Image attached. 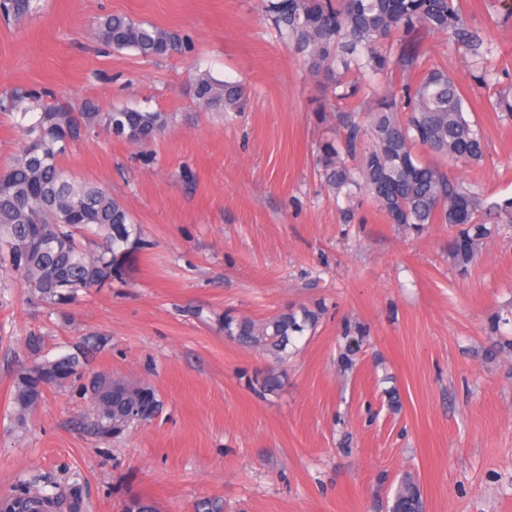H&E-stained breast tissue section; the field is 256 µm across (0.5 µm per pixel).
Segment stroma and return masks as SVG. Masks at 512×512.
I'll return each mask as SVG.
<instances>
[{
	"label": "stroma",
	"instance_id": "1",
	"mask_svg": "<svg viewBox=\"0 0 512 512\" xmlns=\"http://www.w3.org/2000/svg\"><path fill=\"white\" fill-rule=\"evenodd\" d=\"M495 48L486 66L512 87V0H458ZM262 0H37L23 22L0 20V91L45 88L79 111L87 100L166 112L147 149L98 129L64 166L109 188L148 246L124 280L52 309L18 279L0 288V495L21 480H78L88 512H387L404 479L423 512H512V237L492 234L467 273L448 259L447 225L415 233L362 200L344 223L317 167L340 132L336 101L264 20ZM124 14L186 36L191 53L149 62L94 36ZM427 67L473 88L476 70L444 34L424 37ZM244 84L241 113L204 109L199 72ZM470 98L483 163L450 176L512 197V121ZM307 308L314 330L287 363L224 333L225 316L264 321ZM82 337L100 339L99 371L155 388L156 416L115 433L79 386L48 390L26 433L11 428L22 368ZM355 354H348L349 346ZM279 386L264 390L268 372Z\"/></svg>",
	"mask_w": 512,
	"mask_h": 512
}]
</instances>
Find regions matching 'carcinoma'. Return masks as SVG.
Here are the masks:
<instances>
[{
    "instance_id": "carcinoma-1",
    "label": "carcinoma",
    "mask_w": 512,
    "mask_h": 512,
    "mask_svg": "<svg viewBox=\"0 0 512 512\" xmlns=\"http://www.w3.org/2000/svg\"><path fill=\"white\" fill-rule=\"evenodd\" d=\"M35 0H0V18L20 22ZM265 13L285 47L302 55L309 72L325 75L346 100L360 94L371 100L367 112L338 115L343 136L321 147L324 181L345 202L343 220L355 202L369 196L390 224L420 230L446 224L454 230L448 257L461 272L478 256L481 241L512 232V198L491 200L480 184L448 176L423 159L417 149L463 168L484 160L483 136L471 119L467 96L447 71L431 68L416 83L409 75L422 65L420 44L431 33H444L464 54L481 63L492 53L490 42L467 25L454 0H265ZM96 38L114 50H131L143 59H167L191 52L188 38L125 15L97 21ZM194 99L219 112H244L245 87L199 73ZM46 94L16 87L0 93V112L19 117L25 143L12 163L0 168V259L18 275L28 292L47 307L66 305L77 293L101 288L120 278L132 257L147 243L124 204L102 186L75 179L61 163L71 141L101 127L144 148L172 121L164 112L127 106L106 111L86 102L68 112L43 102ZM492 108L512 119V89L498 91ZM318 315L289 311L263 323L224 319L225 335L263 349L284 361L294 337L315 327ZM98 340L54 360L22 371L12 396L15 424L43 401L47 388L82 379L87 353ZM99 416L118 432L152 419L160 400L148 384L97 374L82 386ZM79 483L68 490L19 481L14 493L0 497V512H87ZM391 512H422L418 486L406 480L397 489Z\"/></svg>"
}]
</instances>
